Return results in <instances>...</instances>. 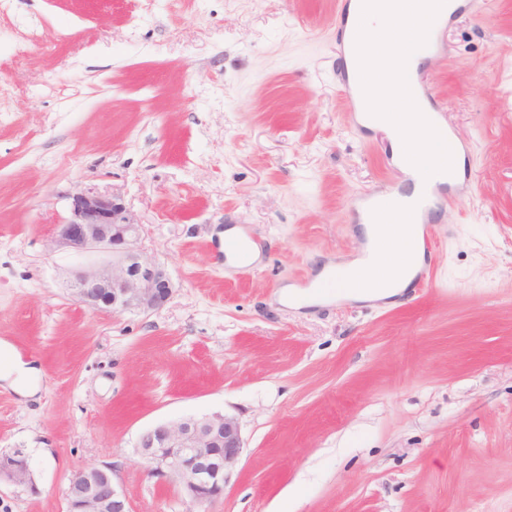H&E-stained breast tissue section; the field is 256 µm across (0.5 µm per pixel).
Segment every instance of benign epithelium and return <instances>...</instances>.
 <instances>
[{
  "label": "benign epithelium",
  "instance_id": "7a95c632",
  "mask_svg": "<svg viewBox=\"0 0 512 512\" xmlns=\"http://www.w3.org/2000/svg\"><path fill=\"white\" fill-rule=\"evenodd\" d=\"M69 214L57 226L55 242L95 258L72 270V297L108 313L149 312L162 308L175 285L167 266L140 246L142 225L114 195L76 191L66 195ZM244 440L238 419L226 413L188 416L144 429L137 453L151 476L173 482L181 495L199 505L224 498ZM0 481L38 490L25 449L0 453ZM66 512H133L126 493L104 464L74 474L65 490Z\"/></svg>",
  "mask_w": 512,
  "mask_h": 512
}]
</instances>
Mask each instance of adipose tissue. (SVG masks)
Here are the masks:
<instances>
[{"instance_id": "ef3b65f1", "label": "adipose tissue", "mask_w": 512, "mask_h": 512, "mask_svg": "<svg viewBox=\"0 0 512 512\" xmlns=\"http://www.w3.org/2000/svg\"><path fill=\"white\" fill-rule=\"evenodd\" d=\"M363 233L367 243L364 254L344 264L345 269L356 273L349 297L379 300L401 294L424 261L420 255L410 263L402 261L409 243L422 238V227L399 222L384 210L377 214L374 223L364 225Z\"/></svg>"}]
</instances>
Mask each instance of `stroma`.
<instances>
[{
    "label": "stroma",
    "mask_w": 512,
    "mask_h": 512,
    "mask_svg": "<svg viewBox=\"0 0 512 512\" xmlns=\"http://www.w3.org/2000/svg\"><path fill=\"white\" fill-rule=\"evenodd\" d=\"M344 0H6L0 8V341L40 370L0 384V451L65 512L112 465L134 512H512V0L450 22L419 78L444 103L474 192L427 234L418 295L279 303L357 257L368 189L405 190L387 134L357 135L335 77ZM120 196L175 282L149 313L88 309L54 247L67 192ZM261 250L235 270L224 228ZM238 418L223 500L148 472L145 428Z\"/></svg>",
    "instance_id": "35a3bbf8"
}]
</instances>
